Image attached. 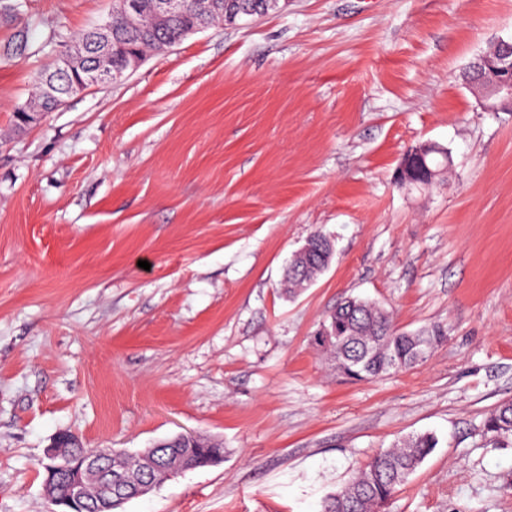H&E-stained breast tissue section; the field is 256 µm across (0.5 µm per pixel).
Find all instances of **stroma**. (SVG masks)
<instances>
[{
  "label": "stroma",
  "instance_id": "stroma-1",
  "mask_svg": "<svg viewBox=\"0 0 512 512\" xmlns=\"http://www.w3.org/2000/svg\"><path fill=\"white\" fill-rule=\"evenodd\" d=\"M0 45V512H45L52 438L136 453L180 434L220 464L124 512H319L398 438L439 443L386 512H512V112L467 64L512 36V0H281L187 36L39 123L34 75L113 0H12ZM437 184L399 185L412 147ZM336 256L280 288L315 231ZM149 269H142L141 261ZM443 326L422 365L349 381L313 342L346 296ZM482 432L495 439L512 437V400L501 403L485 419Z\"/></svg>",
  "mask_w": 512,
  "mask_h": 512
}]
</instances>
